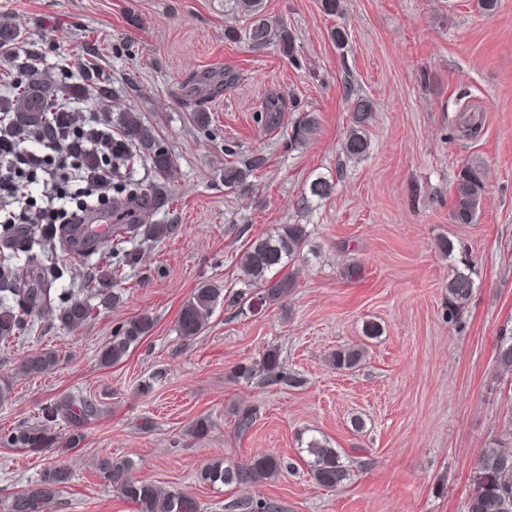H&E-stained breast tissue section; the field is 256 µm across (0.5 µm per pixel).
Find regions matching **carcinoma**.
I'll return each mask as SVG.
<instances>
[{"mask_svg": "<svg viewBox=\"0 0 512 512\" xmlns=\"http://www.w3.org/2000/svg\"><path fill=\"white\" fill-rule=\"evenodd\" d=\"M237 8L248 16L250 24L244 32L234 27L224 30V38L235 41L245 36L252 49L260 51L269 45L278 47L281 54L296 60V40L287 24L264 15L262 0H237ZM87 86L97 87L98 94L107 89L97 85L100 81L98 67L89 62L80 63ZM38 75L36 56L14 64L11 71L3 72L9 86L18 91L33 82ZM282 103L278 99L267 102L265 110L257 113L255 123L266 132L281 125ZM373 103L361 95L350 99L349 119L342 143V152L349 161L363 159L369 150L367 130L373 120ZM319 128L314 112H303L290 122L287 134L288 148L305 145ZM110 150L99 155L88 156L86 164L99 168L112 162V224L107 230L90 224H1L0 225V342L7 344L21 336L29 326L28 316L48 314L67 330H76L90 317L89 304L71 294L59 296L52 293L51 284L64 274L55 265H44L32 253L35 240L51 246H62L74 255L81 256L96 246L107 254L109 264L100 274L93 276L95 287L103 302L117 300L109 288L122 276L123 270L137 264L138 253L127 250L123 244L140 237L159 243L175 232L172 224H143L140 215L162 209L168 203L166 178L175 167V158L169 148L157 137L155 130L144 123L133 111L124 112L112 132ZM141 154L150 163L158 181L143 185L129 178V169L135 155ZM224 155L230 160L224 163V186L246 190L252 180L263 174L267 158L253 153L242 158L237 150L227 144ZM333 186L322 176L309 184V194L324 199ZM485 194V183L480 169L468 166L462 169L454 183L451 217L457 224H471ZM308 232L304 224H282L266 236L256 238L243 252L240 267L243 282L248 290L224 294L218 285L205 284L194 290L183 304L178 316V329L185 338L198 336L207 326L214 309L220 304L260 309L267 304L288 297L295 282L283 270L294 264L303 252ZM25 256L28 266L38 273L40 287H31V282L17 275L11 260ZM474 288L472 273L454 271L448 279V314L454 315L470 299ZM155 326V319L142 313L123 322L116 329L112 343L99 353L98 360L105 368L120 363L130 348L138 345ZM366 357L362 345L339 349L332 357L338 370L356 368ZM496 359L500 367L512 369V334L502 332L496 339ZM58 364L53 352H35L26 355L19 365L25 376H40ZM260 370L272 383L291 384L295 378L282 371L280 355L268 350L263 355ZM97 412L91 399L63 397L41 406L39 418L45 423L59 419L69 425L77 441L76 430L83 427ZM256 421V411L243 407L235 412V428L238 433L248 432ZM49 443L46 429L38 424L22 423L11 430L0 433V446L42 450ZM307 452L312 456L311 472L315 480L329 488L341 485L349 477V469L339 452L325 439L313 438L307 443ZM99 473L112 483L124 499L136 506V512H200L199 502L191 495L178 490H168L154 483L141 480L132 473L133 462L128 458L104 455L97 459ZM287 468L284 459L274 454L256 456L244 463L226 462L220 458L207 463L200 479L212 485H256L277 477ZM72 472L68 465L58 460L44 469L39 481L19 490L7 505V512H48V508L59 492L71 482ZM467 512H512V453L502 448H487L475 462L472 489L467 501Z\"/></svg>", "mask_w": 512, "mask_h": 512, "instance_id": "1", "label": "carcinoma"}]
</instances>
